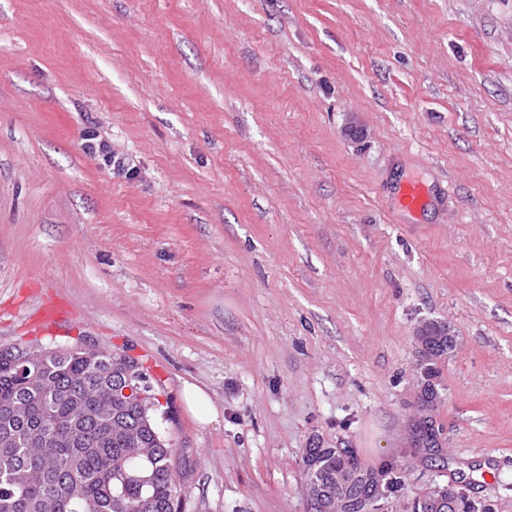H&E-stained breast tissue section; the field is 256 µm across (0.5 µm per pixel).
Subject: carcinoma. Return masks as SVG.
<instances>
[{
    "mask_svg": "<svg viewBox=\"0 0 512 512\" xmlns=\"http://www.w3.org/2000/svg\"><path fill=\"white\" fill-rule=\"evenodd\" d=\"M13 345L0 349V512H174V448L159 432L154 407L121 393L112 376L132 357L76 344L62 352L29 347L19 372ZM448 346L429 347L430 376ZM414 446H437L436 431L418 421ZM323 461L321 490L335 489L344 463L334 448H308Z\"/></svg>",
    "mask_w": 512,
    "mask_h": 512,
    "instance_id": "cac0c4a2",
    "label": "carcinoma"
}]
</instances>
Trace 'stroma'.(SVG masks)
I'll use <instances>...</instances> for the list:
<instances>
[{
  "label": "stroma",
  "instance_id": "35a3bbf8",
  "mask_svg": "<svg viewBox=\"0 0 512 512\" xmlns=\"http://www.w3.org/2000/svg\"><path fill=\"white\" fill-rule=\"evenodd\" d=\"M429 321L456 346L415 454ZM19 343L148 367L179 512H310L309 448L392 462L379 512L450 483L512 512V0H0ZM427 201L425 188L418 183L407 184L401 193L400 206L409 212L422 208ZM183 395L187 407L201 424H209L215 420L216 413L212 408L207 411L200 410L201 405L208 402L207 396L201 389L188 385L185 387Z\"/></svg>",
  "mask_w": 512,
  "mask_h": 512
}]
</instances>
